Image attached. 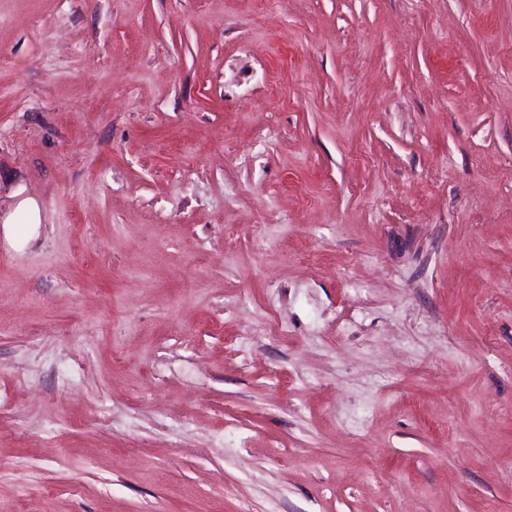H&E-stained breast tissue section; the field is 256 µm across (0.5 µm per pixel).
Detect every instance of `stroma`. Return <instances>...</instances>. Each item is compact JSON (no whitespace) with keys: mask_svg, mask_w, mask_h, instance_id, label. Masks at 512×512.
<instances>
[{"mask_svg":"<svg viewBox=\"0 0 512 512\" xmlns=\"http://www.w3.org/2000/svg\"><path fill=\"white\" fill-rule=\"evenodd\" d=\"M0 512H512V0H0ZM40 222L39 208L30 198L20 200L14 212L4 220V224H8V229L15 239L19 237L20 225L34 226Z\"/></svg>","mask_w":512,"mask_h":512,"instance_id":"stroma-1","label":"stroma"}]
</instances>
